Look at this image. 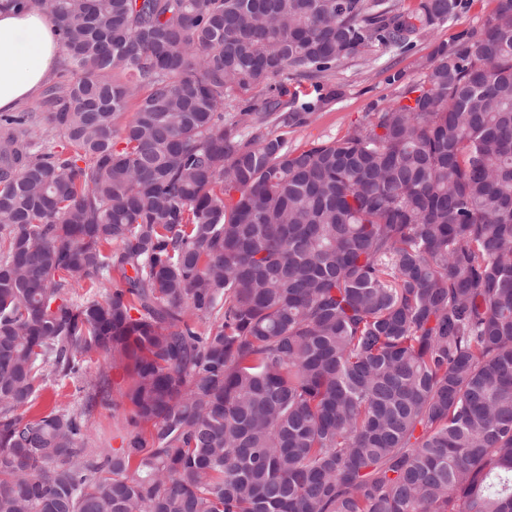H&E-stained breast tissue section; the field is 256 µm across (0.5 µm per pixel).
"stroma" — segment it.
I'll return each mask as SVG.
<instances>
[{
  "label": "stroma",
  "mask_w": 512,
  "mask_h": 512,
  "mask_svg": "<svg viewBox=\"0 0 512 512\" xmlns=\"http://www.w3.org/2000/svg\"><path fill=\"white\" fill-rule=\"evenodd\" d=\"M495 7L496 0H467L453 21L409 50L375 48L322 78L289 83L290 95L301 103L316 101L334 89L340 92L339 98L310 115L306 123L288 129L289 147L302 148L314 141L343 137L352 126L362 122L367 113L386 107L396 99L399 87L390 83V76L400 72L407 82L419 81L424 65L438 45L452 44L460 32L482 28ZM85 371L92 378L106 374L114 397L113 404L94 410L89 433L93 440L121 447L123 437L130 430L128 420L132 414L130 404L121 397L127 386V374L123 367L112 365L102 357L87 363Z\"/></svg>",
  "instance_id": "35a3bbf8"
}]
</instances>
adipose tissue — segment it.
Here are the masks:
<instances>
[{"mask_svg": "<svg viewBox=\"0 0 512 512\" xmlns=\"http://www.w3.org/2000/svg\"><path fill=\"white\" fill-rule=\"evenodd\" d=\"M61 45L38 10H0V112L33 99L52 74Z\"/></svg>", "mask_w": 512, "mask_h": 512, "instance_id": "adipose-tissue-1", "label": "adipose tissue"}]
</instances>
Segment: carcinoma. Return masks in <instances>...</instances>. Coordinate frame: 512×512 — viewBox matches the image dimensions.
Masks as SVG:
<instances>
[{"mask_svg":"<svg viewBox=\"0 0 512 512\" xmlns=\"http://www.w3.org/2000/svg\"><path fill=\"white\" fill-rule=\"evenodd\" d=\"M8 2L68 79L0 128V512H512V0L302 149L283 83L463 0ZM88 377H96L104 372L110 382L114 405L98 406L90 419L89 433L96 441L109 443L112 448H121L122 438L132 430L128 420L132 414L130 404L121 398L127 386V374L123 367L112 366L104 357H95L85 365ZM78 398L79 396L75 394L71 384L64 387L51 384L43 392L36 408L44 411L51 409L55 404H75Z\"/></svg>","mask_w":512,"mask_h":512,"instance_id":"obj_1","label":"carcinoma"}]
</instances>
